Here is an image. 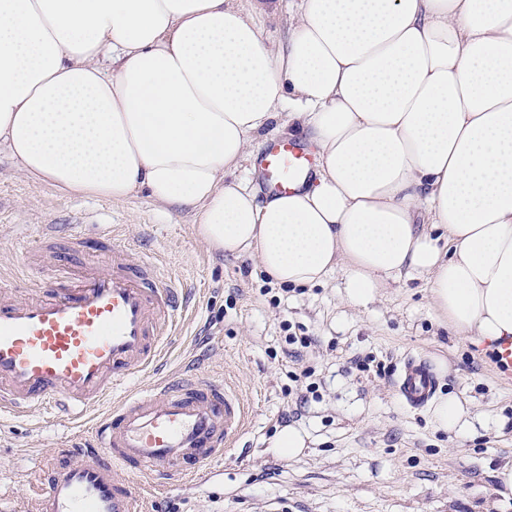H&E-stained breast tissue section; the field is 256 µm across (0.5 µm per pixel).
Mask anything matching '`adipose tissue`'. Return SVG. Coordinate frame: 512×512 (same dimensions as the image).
Wrapping results in <instances>:
<instances>
[{"instance_id":"ef3b65f1","label":"adipose tissue","mask_w":512,"mask_h":512,"mask_svg":"<svg viewBox=\"0 0 512 512\" xmlns=\"http://www.w3.org/2000/svg\"><path fill=\"white\" fill-rule=\"evenodd\" d=\"M0 0V148L61 194L146 192L276 284L346 269L362 306L425 275L449 327L512 337V0ZM314 163L289 194L251 170L270 124ZM272 2L278 3L277 12L256 15V20L269 42L277 43L285 38L288 27L295 20L298 1L277 0Z\"/></svg>"}]
</instances>
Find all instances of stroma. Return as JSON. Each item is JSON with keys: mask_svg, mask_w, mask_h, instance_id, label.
<instances>
[{"mask_svg": "<svg viewBox=\"0 0 512 512\" xmlns=\"http://www.w3.org/2000/svg\"><path fill=\"white\" fill-rule=\"evenodd\" d=\"M79 222L111 225L130 259L154 252L190 289L159 372L200 369L230 382L250 407L245 435L212 463L209 480L154 484L150 512H496L493 471L512 461V384L491 349L449 328L424 276L389 284L364 307L347 301L341 266L319 286L275 285L255 257L212 252L188 212L162 209L143 192L119 202L61 195L19 176L0 152V285L25 296L41 225ZM290 332L313 339L302 362L280 354ZM366 356L395 369L425 358L437 396L466 405L472 432L437 430L431 406L409 407L393 377L353 368ZM301 365L313 374L293 381ZM289 425L309 436L293 456L272 445ZM91 432L49 406L0 416V505L34 512L45 458Z\"/></svg>", "mask_w": 512, "mask_h": 512, "instance_id": "35a3bbf8", "label": "stroma"}]
</instances>
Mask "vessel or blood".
<instances>
[{
  "label": "vessel or blood",
  "mask_w": 512,
  "mask_h": 512,
  "mask_svg": "<svg viewBox=\"0 0 512 512\" xmlns=\"http://www.w3.org/2000/svg\"><path fill=\"white\" fill-rule=\"evenodd\" d=\"M311 158L294 141L267 143L258 154L266 190L287 194L307 174ZM95 240L96 259L62 268L23 298L0 295V413L52 406L82 421L100 404L91 438L57 449L41 471L35 512H145L152 481L176 480L223 457L244 434L248 407L228 385L204 376L158 378L147 391L131 389L136 375L155 369L164 336L188 305L181 288L150 252L128 260L105 225L91 231L45 225L40 248L80 246ZM493 356L512 383V337ZM412 407L425 405L436 381L428 364L409 357L394 380Z\"/></svg>",
  "instance_id": "obj_1"
}]
</instances>
